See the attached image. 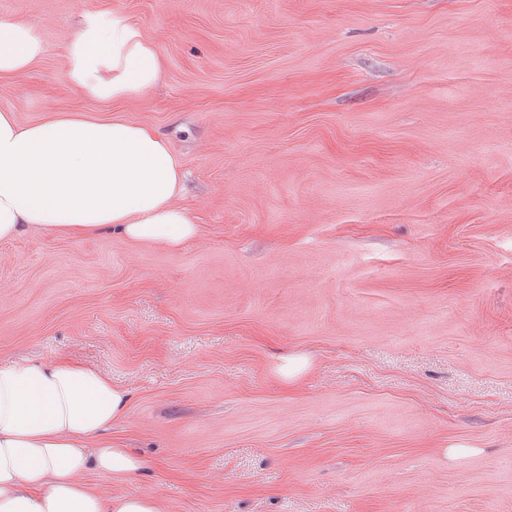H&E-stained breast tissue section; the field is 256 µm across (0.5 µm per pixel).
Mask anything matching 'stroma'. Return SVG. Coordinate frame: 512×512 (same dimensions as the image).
<instances>
[{
	"mask_svg": "<svg viewBox=\"0 0 512 512\" xmlns=\"http://www.w3.org/2000/svg\"><path fill=\"white\" fill-rule=\"evenodd\" d=\"M116 12L162 69L102 101L66 45ZM0 20L45 44L0 111L151 127L200 226L173 251L0 242V363L66 357L129 396L112 439L149 470L90 491L512 512V0H0Z\"/></svg>",
	"mask_w": 512,
	"mask_h": 512,
	"instance_id": "stroma-1",
	"label": "stroma"
}]
</instances>
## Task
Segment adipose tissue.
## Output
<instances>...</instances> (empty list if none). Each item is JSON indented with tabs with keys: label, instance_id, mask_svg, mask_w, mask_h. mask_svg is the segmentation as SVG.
Instances as JSON below:
<instances>
[{
	"label": "adipose tissue",
	"instance_id": "ef3b65f1",
	"mask_svg": "<svg viewBox=\"0 0 512 512\" xmlns=\"http://www.w3.org/2000/svg\"><path fill=\"white\" fill-rule=\"evenodd\" d=\"M43 52L33 24L0 21V78ZM67 58L69 82L103 100L134 98L161 71L158 47L118 16L86 20ZM182 182L170 141L147 126L76 115L22 126L0 112V242L31 229L75 240L115 232L176 250L200 231L177 202ZM126 403L104 372L65 358L0 366V512H159L148 495L105 498L79 480L145 471L107 436Z\"/></svg>",
	"mask_w": 512,
	"mask_h": 512
}]
</instances>
